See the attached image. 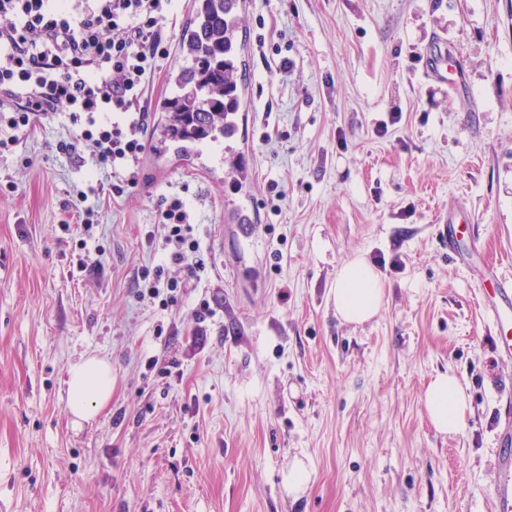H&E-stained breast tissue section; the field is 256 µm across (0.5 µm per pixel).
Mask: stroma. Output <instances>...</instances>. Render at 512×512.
Listing matches in <instances>:
<instances>
[{"label": "stroma", "mask_w": 512, "mask_h": 512, "mask_svg": "<svg viewBox=\"0 0 512 512\" xmlns=\"http://www.w3.org/2000/svg\"><path fill=\"white\" fill-rule=\"evenodd\" d=\"M239 38L223 158L154 149L176 52L145 96L146 179L122 197L101 195L90 158L57 154L65 118L0 155V512H493L512 356L467 256L512 280V0H248ZM438 40L459 90L423 76ZM244 182L248 242L229 210ZM80 191L98 209L87 233ZM173 195L194 275L165 259ZM452 211L467 233L451 245ZM357 254L384 298L352 325L331 288ZM158 265L168 303L139 278ZM85 355L111 364L112 400L78 424L65 380ZM445 371L473 409L453 435L422 402ZM298 460L310 479L292 494ZM188 219L189 214L183 199L176 196L162 198L159 222L166 230L165 242L170 247V260L194 273L196 269L204 266V260L199 241L191 235L192 225Z\"/></svg>", "instance_id": "35a3bbf8"}]
</instances>
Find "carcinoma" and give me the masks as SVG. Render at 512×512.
<instances>
[{
	"instance_id": "cac0c4a2",
	"label": "carcinoma",
	"mask_w": 512,
	"mask_h": 512,
	"mask_svg": "<svg viewBox=\"0 0 512 512\" xmlns=\"http://www.w3.org/2000/svg\"><path fill=\"white\" fill-rule=\"evenodd\" d=\"M193 24L183 33L184 65L169 76L172 94L160 111V144L194 145L224 135V114L240 107L237 30L224 25V0H193Z\"/></svg>"
}]
</instances>
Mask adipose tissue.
I'll return each mask as SVG.
<instances>
[{
	"label": "adipose tissue",
	"instance_id": "adipose-tissue-1",
	"mask_svg": "<svg viewBox=\"0 0 512 512\" xmlns=\"http://www.w3.org/2000/svg\"><path fill=\"white\" fill-rule=\"evenodd\" d=\"M384 288L372 264L362 255L346 260L336 272L332 297L339 319L360 325L377 316ZM112 398V366L88 356L68 369L67 407L76 421L94 419ZM424 406L434 429L443 435L460 432L470 410L465 393L452 373L436 374L424 392Z\"/></svg>",
	"mask_w": 512,
	"mask_h": 512
}]
</instances>
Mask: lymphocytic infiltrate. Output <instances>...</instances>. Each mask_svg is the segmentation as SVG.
I'll use <instances>...</instances> for the list:
<instances>
[{
  "mask_svg": "<svg viewBox=\"0 0 512 512\" xmlns=\"http://www.w3.org/2000/svg\"><path fill=\"white\" fill-rule=\"evenodd\" d=\"M174 0H0V153L42 117L63 111L76 128L55 149L88 150L95 169L117 176L113 196L139 181L148 114L140 106L159 62ZM183 199L162 198L159 222L173 263L202 268Z\"/></svg>",
  "mask_w": 512,
  "mask_h": 512,
  "instance_id": "lymphocytic-infiltrate-1",
  "label": "lymphocytic infiltrate"
}]
</instances>
